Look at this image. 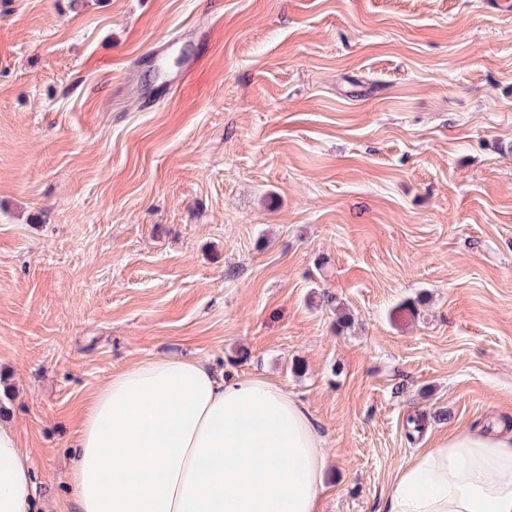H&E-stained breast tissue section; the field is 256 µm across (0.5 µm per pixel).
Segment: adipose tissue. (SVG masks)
<instances>
[{
    "mask_svg": "<svg viewBox=\"0 0 512 512\" xmlns=\"http://www.w3.org/2000/svg\"><path fill=\"white\" fill-rule=\"evenodd\" d=\"M73 512H316L329 455L306 408L262 375L194 356L136 361L85 400ZM387 512H512V431H461L401 464ZM0 512H39L17 428L0 423Z\"/></svg>",
    "mask_w": 512,
    "mask_h": 512,
    "instance_id": "1",
    "label": "adipose tissue"
}]
</instances>
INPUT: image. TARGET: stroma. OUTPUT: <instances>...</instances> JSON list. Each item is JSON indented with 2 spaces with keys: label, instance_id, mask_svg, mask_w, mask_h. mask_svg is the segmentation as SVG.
Here are the masks:
<instances>
[{
  "label": "stroma",
  "instance_id": "1",
  "mask_svg": "<svg viewBox=\"0 0 512 512\" xmlns=\"http://www.w3.org/2000/svg\"><path fill=\"white\" fill-rule=\"evenodd\" d=\"M168 354L303 403L318 512L512 423V10L0 0V417L44 512L87 396Z\"/></svg>",
  "mask_w": 512,
  "mask_h": 512
}]
</instances>
